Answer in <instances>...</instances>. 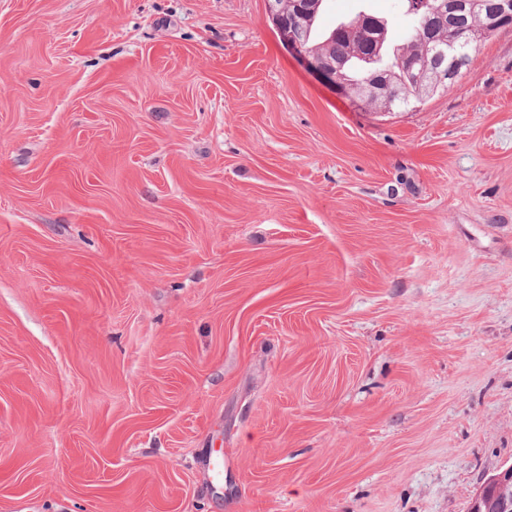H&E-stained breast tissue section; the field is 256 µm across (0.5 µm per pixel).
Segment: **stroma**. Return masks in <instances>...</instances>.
I'll return each mask as SVG.
<instances>
[{
  "label": "stroma",
  "instance_id": "stroma-1",
  "mask_svg": "<svg viewBox=\"0 0 512 512\" xmlns=\"http://www.w3.org/2000/svg\"><path fill=\"white\" fill-rule=\"evenodd\" d=\"M402 42L401 0H323ZM512 464V27L355 107L267 0H0V512H468Z\"/></svg>",
  "mask_w": 512,
  "mask_h": 512
}]
</instances>
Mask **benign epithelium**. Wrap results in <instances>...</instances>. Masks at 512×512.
<instances>
[{
  "label": "benign epithelium",
  "mask_w": 512,
  "mask_h": 512,
  "mask_svg": "<svg viewBox=\"0 0 512 512\" xmlns=\"http://www.w3.org/2000/svg\"><path fill=\"white\" fill-rule=\"evenodd\" d=\"M295 11L288 22L277 20L281 39L288 48L302 56L321 79L334 86L358 108L368 110L380 101L388 108L401 101L391 77L381 71H368L357 86L343 77L350 54L324 56L305 45L300 26L305 15L314 10L306 0L293 2ZM421 12L424 37L419 47L405 55L398 64L412 79V95L421 101L453 85L469 67L471 51L498 30L512 26V0H416ZM353 26L376 34L381 40L383 21L362 14ZM471 512H512V465L489 476L476 493Z\"/></svg>",
  "instance_id": "obj_1"
}]
</instances>
